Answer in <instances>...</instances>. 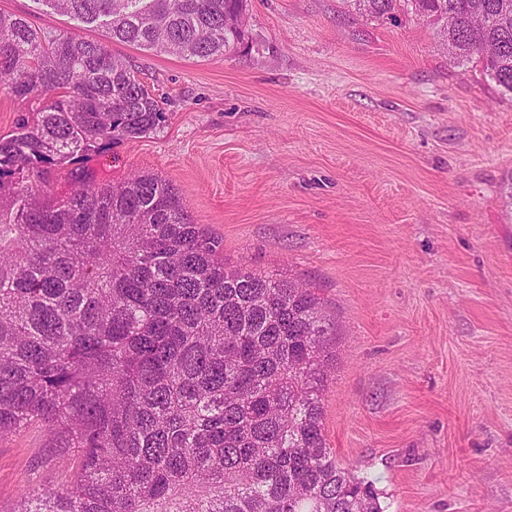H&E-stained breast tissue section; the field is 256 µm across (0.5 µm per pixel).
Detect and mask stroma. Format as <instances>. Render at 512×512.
Masks as SVG:
<instances>
[{"instance_id": "stroma-1", "label": "stroma", "mask_w": 512, "mask_h": 512, "mask_svg": "<svg viewBox=\"0 0 512 512\" xmlns=\"http://www.w3.org/2000/svg\"><path fill=\"white\" fill-rule=\"evenodd\" d=\"M247 53L113 43L166 121L90 155L100 181L166 179L224 259L304 281L335 317L324 427L385 512H512V98L414 15L251 0ZM36 27L99 29L37 0ZM0 438V508L69 484L78 452Z\"/></svg>"}]
</instances>
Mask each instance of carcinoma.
I'll use <instances>...</instances> for the list:
<instances>
[{
	"mask_svg": "<svg viewBox=\"0 0 512 512\" xmlns=\"http://www.w3.org/2000/svg\"><path fill=\"white\" fill-rule=\"evenodd\" d=\"M512 96V0L398 2ZM106 38L188 59L249 49L250 0H36ZM0 89L38 101L0 136V436L37 424L75 479L6 512H383L324 428L336 323L292 278L224 261L154 173L79 166L165 122L106 43L0 11ZM68 169L64 198L43 185Z\"/></svg>",
	"mask_w": 512,
	"mask_h": 512,
	"instance_id": "carcinoma-1",
	"label": "carcinoma"
}]
</instances>
